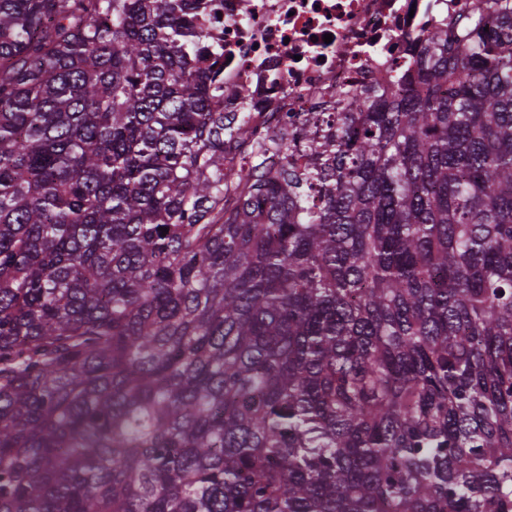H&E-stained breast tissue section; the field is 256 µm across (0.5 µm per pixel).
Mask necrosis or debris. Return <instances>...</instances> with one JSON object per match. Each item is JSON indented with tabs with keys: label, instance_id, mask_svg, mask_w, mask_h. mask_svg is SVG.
<instances>
[{
	"label": "necrosis or debris",
	"instance_id": "obj_1",
	"mask_svg": "<svg viewBox=\"0 0 512 512\" xmlns=\"http://www.w3.org/2000/svg\"><path fill=\"white\" fill-rule=\"evenodd\" d=\"M470 0H224L205 25L224 50V83L263 131L348 111L346 86L383 88L411 60L409 39L446 28ZM331 42H324V35Z\"/></svg>",
	"mask_w": 512,
	"mask_h": 512
}]
</instances>
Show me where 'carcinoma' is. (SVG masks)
Wrapping results in <instances>:
<instances>
[{"label": "carcinoma", "instance_id": "cac0c4a2", "mask_svg": "<svg viewBox=\"0 0 512 512\" xmlns=\"http://www.w3.org/2000/svg\"><path fill=\"white\" fill-rule=\"evenodd\" d=\"M221 7L0 0V512H512V0L304 165Z\"/></svg>", "mask_w": 512, "mask_h": 512}]
</instances>
